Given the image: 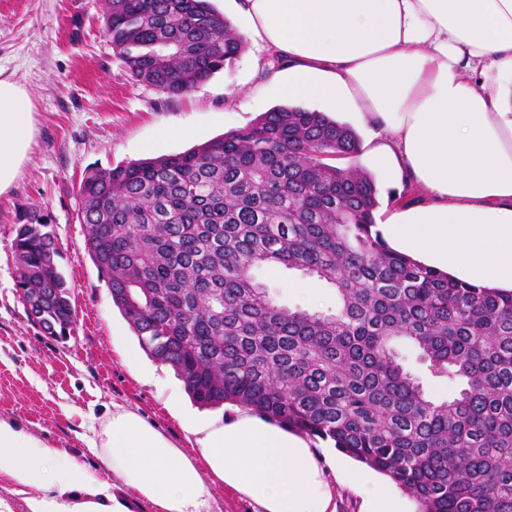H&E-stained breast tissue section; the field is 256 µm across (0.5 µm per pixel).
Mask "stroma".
<instances>
[{
    "label": "stroma",
    "mask_w": 512,
    "mask_h": 512,
    "mask_svg": "<svg viewBox=\"0 0 512 512\" xmlns=\"http://www.w3.org/2000/svg\"><path fill=\"white\" fill-rule=\"evenodd\" d=\"M104 0H0V79L21 85L33 104L34 141L12 187L0 194V419L21 422L79 462L93 464L86 439L113 405L159 426L193 451L186 416L235 418V406L204 408L189 395L170 399L183 383L148 355L126 362L138 347L133 329L112 303L86 249L76 218V194L86 170L111 168L147 156L177 154L255 122L282 101L268 92L265 63L272 57L247 43L237 61L191 92L171 97L135 81L103 29ZM361 140L355 163L371 171L380 205L376 222L417 205L422 196L405 181L375 170L369 134L359 115L340 117ZM48 215L59 237L60 271L71 291L76 330L67 338L31 323L16 292L11 248L19 215ZM273 300L308 311L336 305L324 282L281 268L255 270ZM310 287L314 299L300 290Z\"/></svg>",
    "instance_id": "1"
}]
</instances>
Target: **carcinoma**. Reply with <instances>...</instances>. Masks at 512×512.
Listing matches in <instances>:
<instances>
[{"label":"carcinoma","instance_id":"1","mask_svg":"<svg viewBox=\"0 0 512 512\" xmlns=\"http://www.w3.org/2000/svg\"><path fill=\"white\" fill-rule=\"evenodd\" d=\"M103 21L131 77L171 97L245 45L210 0H105ZM359 152L347 124L277 107L183 153L87 171L77 219L113 303L194 402L331 442L418 512H512V290L475 287L385 246ZM12 250L17 293L44 295L28 319L50 336L74 332L48 217L27 214ZM257 266L329 284L336 309L275 304ZM397 339L457 394L428 396Z\"/></svg>","mask_w":512,"mask_h":512}]
</instances>
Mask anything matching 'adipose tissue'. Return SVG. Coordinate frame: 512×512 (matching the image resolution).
I'll list each match as a JSON object with an SVG mask.
<instances>
[{"mask_svg": "<svg viewBox=\"0 0 512 512\" xmlns=\"http://www.w3.org/2000/svg\"><path fill=\"white\" fill-rule=\"evenodd\" d=\"M282 71L272 94L357 111L372 152L422 191L377 230L393 251L477 287L512 290V0H238L229 23ZM495 72L496 90L476 85ZM33 141L24 89L0 79V194ZM187 454L137 412L115 407L78 462L14 421L0 420V481L25 512H130L120 485L157 512H210L211 481L261 512H332L333 484L308 443L244 412L187 423ZM361 512H404L389 486L345 469Z\"/></svg>", "mask_w": 512, "mask_h": 512, "instance_id": "adipose-tissue-1", "label": "adipose tissue"}]
</instances>
